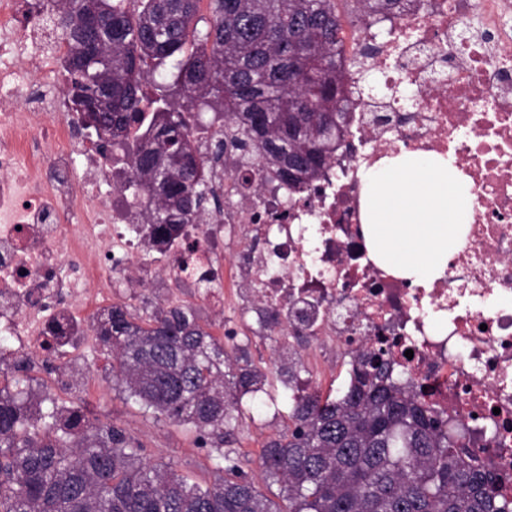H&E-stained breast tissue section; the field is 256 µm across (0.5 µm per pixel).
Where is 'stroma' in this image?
Returning a JSON list of instances; mask_svg holds the SVG:
<instances>
[{
	"label": "stroma",
	"mask_w": 512,
	"mask_h": 512,
	"mask_svg": "<svg viewBox=\"0 0 512 512\" xmlns=\"http://www.w3.org/2000/svg\"><path fill=\"white\" fill-rule=\"evenodd\" d=\"M235 343L254 365L266 372L267 383L264 392L244 397L246 417L236 432L232 450L256 488L273 499L279 486L265 479L259 455L266 441L287 425L292 393L282 384L271 343L255 344L249 335L238 336ZM54 370L66 379L68 390L54 389L50 377L44 375L31 382L34 397L48 395L59 404L83 407L89 417L112 424L139 443L144 459L150 463L169 465L176 473L204 485L219 478L215 455L202 444L198 432L171 424L127 399L122 385L112 377L110 355L96 350L89 359L78 363L60 358Z\"/></svg>",
	"instance_id": "stroma-1"
}]
</instances>
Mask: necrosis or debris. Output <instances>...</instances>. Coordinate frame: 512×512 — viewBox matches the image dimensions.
Returning a JSON list of instances; mask_svg holds the SVG:
<instances>
[{
  "label": "necrosis or debris",
  "mask_w": 512,
  "mask_h": 512,
  "mask_svg": "<svg viewBox=\"0 0 512 512\" xmlns=\"http://www.w3.org/2000/svg\"><path fill=\"white\" fill-rule=\"evenodd\" d=\"M40 8L0 0V334L23 369L48 366L58 323L71 327L67 355L85 358V314L115 278L163 280L226 313L232 337L249 306L275 311L268 335L308 336L320 366L386 350L512 493V0H408L383 20L344 19L346 114L319 172L290 186L266 166L246 182L217 167L221 208L160 243L144 224L153 198L126 188L52 93L68 46ZM401 152L451 159L473 195L464 246L422 286L371 259L363 220V169Z\"/></svg>",
  "instance_id": "necrosis-or-debris-1"
}]
</instances>
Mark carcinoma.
Instances as JSON below:
<instances>
[{
  "instance_id": "obj_1",
  "label": "carcinoma",
  "mask_w": 512,
  "mask_h": 512,
  "mask_svg": "<svg viewBox=\"0 0 512 512\" xmlns=\"http://www.w3.org/2000/svg\"><path fill=\"white\" fill-rule=\"evenodd\" d=\"M71 103L102 154L130 141L128 186L156 199L151 232L170 236L209 199L196 112L224 113L218 152L248 173L266 160L283 181L315 175L339 133L344 64L336 58L340 0H59ZM388 17L403 0H359ZM112 38L88 52V12ZM100 348L128 397L175 425L191 424L224 477L202 487L143 460L122 430L79 407L0 389V512H512V494L467 455L462 428L394 378L385 351L356 356L338 397L293 396L287 430L259 464L284 506L264 496L224 450L245 417L243 397L266 373L224 350L190 306L96 320Z\"/></svg>"
}]
</instances>
